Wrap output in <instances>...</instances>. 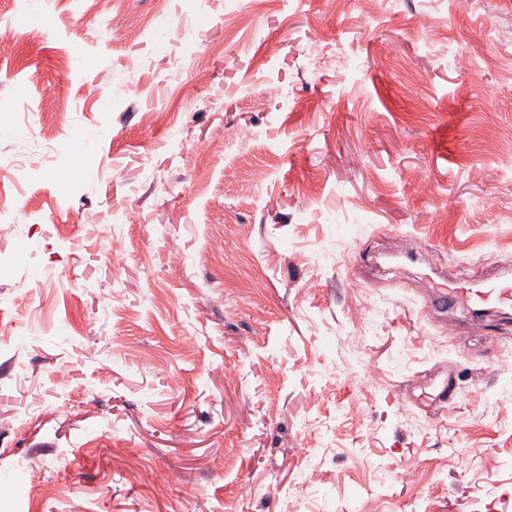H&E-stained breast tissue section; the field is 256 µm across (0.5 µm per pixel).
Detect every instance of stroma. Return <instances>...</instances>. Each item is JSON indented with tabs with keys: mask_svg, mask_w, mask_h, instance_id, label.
Returning a JSON list of instances; mask_svg holds the SVG:
<instances>
[{
	"mask_svg": "<svg viewBox=\"0 0 512 512\" xmlns=\"http://www.w3.org/2000/svg\"><path fill=\"white\" fill-rule=\"evenodd\" d=\"M203 10L0 0V512H512V313L421 311L512 262V0ZM50 144L40 143L33 152H26L9 163L7 167H1L4 173L1 175L0 181H10L19 184L20 181L29 173L32 165L33 156L40 150L48 148ZM4 176V177H3ZM3 177V178H2Z\"/></svg>",
	"mask_w": 512,
	"mask_h": 512,
	"instance_id": "35a3bbf8",
	"label": "stroma"
}]
</instances>
